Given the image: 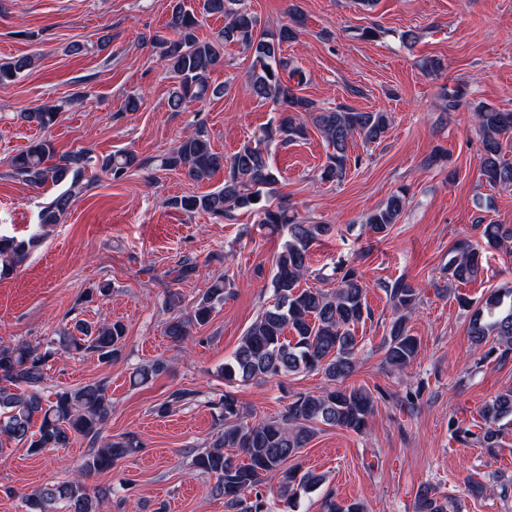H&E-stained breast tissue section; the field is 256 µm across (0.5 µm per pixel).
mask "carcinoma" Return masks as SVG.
Listing matches in <instances>:
<instances>
[{
	"mask_svg": "<svg viewBox=\"0 0 512 512\" xmlns=\"http://www.w3.org/2000/svg\"><path fill=\"white\" fill-rule=\"evenodd\" d=\"M236 0H202V14L224 17V27L211 40H201L196 31L199 14L185 7L184 0H173L166 23L170 35H154L150 42L158 49L160 60L176 79L168 106L174 112L192 101L216 95L221 89L212 86L210 74L221 61V48L240 44L250 52V85L253 95L264 102L283 106L275 125L264 131L253 143L241 146L225 156L212 149L207 130L196 127L184 135L169 152L155 159L156 168L180 171L195 182L210 181L224 172V183L200 195H183L170 201L172 207L185 212H201L222 220L232 211L250 210L259 223L284 236L275 260L272 277L273 302L263 308L256 321L241 337L237 348L224 361L220 373L228 384L282 377L301 372H317L326 381L320 392H304L288 404L279 419L253 418L236 397L226 391L211 401L219 410L224 427L216 433L210 449L192 459L193 467L215 478L212 494L224 498L230 512H271L267 499L256 487L268 475L280 476L277 496L282 512H296L303 494L317 490L324 476L285 463L304 447L318 425L362 432L374 411V396L361 388L343 386L355 371L360 351L355 329L371 317L367 304L366 284L353 267L335 266L336 288H302L301 279L310 270V249L332 232L330 224H303L290 214L288 207L270 202L278 184L265 142L275 138L292 142L307 135L305 117L322 134L329 148L320 178L340 182L351 163L348 148L354 137L367 143L380 142L391 124L388 113L358 111L338 107L313 111L311 100L297 93L303 83L302 72L288 69L281 54L283 45L295 40L301 20L292 19L273 32H257V20L243 9H234ZM36 57L24 55L0 62V85L16 81L32 68ZM288 76H283V72ZM296 84H291V80ZM59 106L43 104L19 114L23 122L45 129L56 119ZM482 133L483 154L480 173L491 186L512 187V161L504 157V146L512 138V112L487 106L476 112ZM147 162L131 151L98 157L88 150H77L56 157L53 144L38 140L19 151L11 159L15 175L28 185L42 188L52 185L58 194L38 214L39 228L59 223L80 191L83 180L96 176V171L122 178L132 168ZM406 196L391 195L385 205L371 212L365 222L366 232L384 238L397 223L404 210ZM481 236L493 247L512 244V224H485ZM37 236L18 240L0 235V278L9 275L27 259ZM478 250L461 244L448 253L445 267L448 281L464 284L475 279L481 270ZM397 316L384 338V360L393 369L402 370L417 359L420 342L410 333L408 315L415 309L419 291L414 283L399 277L385 288ZM227 284L214 279L197 299L191 310H180L181 297L168 291L164 304L174 315L168 320L165 334L174 342H185L192 329L211 320L224 304ZM472 345L489 347L488 353L501 349L500 356L512 352V286L494 288L469 319ZM126 329L122 322L91 324L77 320L61 327L56 336L44 344L21 341L0 345V437L27 446L33 454L54 448H66L74 439L88 441V453L79 467V476L67 481L43 485L23 498L26 512H97L100 502L112 496V489L90 492L83 476L112 469L119 459L138 452L140 442L133 434L99 444L112 411L108 387L103 382L88 383L77 388H62L47 397L42 392L50 360L61 354L88 352L103 363L117 360L125 346ZM169 368L157 359L141 365L133 372L137 384H147ZM195 393L176 390L160 403L155 412L169 414L175 405L192 399ZM481 432L460 429L455 423L452 434L473 438L484 448L498 445L496 425L512 419V389H506L487 402L480 411ZM235 448L244 460L238 462L224 453ZM325 512H365L358 501L345 503L328 492L323 504ZM415 512H448V500L430 485L416 494Z\"/></svg>",
	"mask_w": 512,
	"mask_h": 512,
	"instance_id": "1",
	"label": "carcinoma"
}]
</instances>
